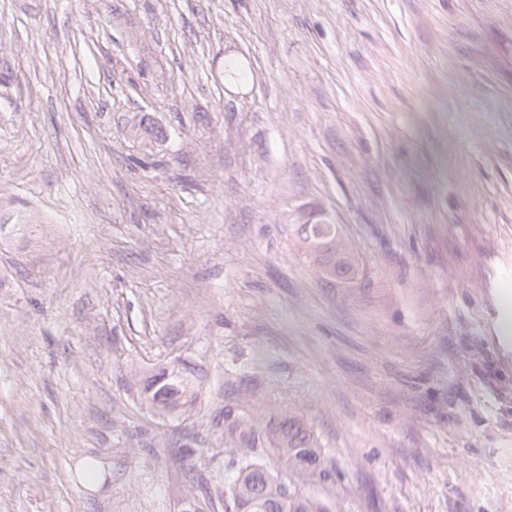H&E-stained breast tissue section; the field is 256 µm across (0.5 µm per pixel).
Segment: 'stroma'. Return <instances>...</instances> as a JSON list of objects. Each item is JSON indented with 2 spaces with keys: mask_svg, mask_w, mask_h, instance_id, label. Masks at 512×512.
Returning <instances> with one entry per match:
<instances>
[{
  "mask_svg": "<svg viewBox=\"0 0 512 512\" xmlns=\"http://www.w3.org/2000/svg\"><path fill=\"white\" fill-rule=\"evenodd\" d=\"M510 320L512 0H0V512H224L229 401L328 512H512ZM315 216L310 214L304 222L294 224L299 249L322 277L332 275L338 281L350 282L357 272L355 256L342 241L337 224L312 222Z\"/></svg>",
  "mask_w": 512,
  "mask_h": 512,
  "instance_id": "1",
  "label": "stroma"
}]
</instances>
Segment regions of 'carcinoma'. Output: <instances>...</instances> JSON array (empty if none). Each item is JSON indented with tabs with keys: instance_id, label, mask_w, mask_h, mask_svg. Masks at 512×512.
<instances>
[{
	"instance_id": "obj_1",
	"label": "carcinoma",
	"mask_w": 512,
	"mask_h": 512,
	"mask_svg": "<svg viewBox=\"0 0 512 512\" xmlns=\"http://www.w3.org/2000/svg\"><path fill=\"white\" fill-rule=\"evenodd\" d=\"M299 249L318 273L341 282L354 279L357 262L342 241L335 224L294 225ZM224 439L241 454L245 463L238 469L224 499V512H326L325 506L304 495L286 498L281 469L299 474L316 473L321 448L311 428L298 416L280 414L260 424L243 411V406L224 405Z\"/></svg>"
}]
</instances>
